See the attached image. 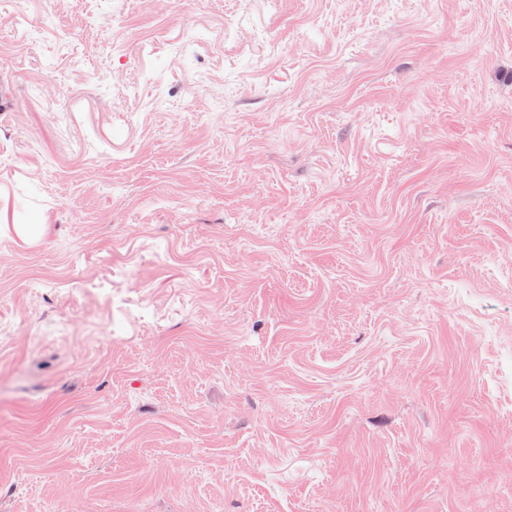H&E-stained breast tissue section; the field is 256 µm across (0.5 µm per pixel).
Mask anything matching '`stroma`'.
<instances>
[{
    "label": "stroma",
    "mask_w": 512,
    "mask_h": 512,
    "mask_svg": "<svg viewBox=\"0 0 512 512\" xmlns=\"http://www.w3.org/2000/svg\"><path fill=\"white\" fill-rule=\"evenodd\" d=\"M0 82V512H512V0H9Z\"/></svg>",
    "instance_id": "stroma-1"
}]
</instances>
